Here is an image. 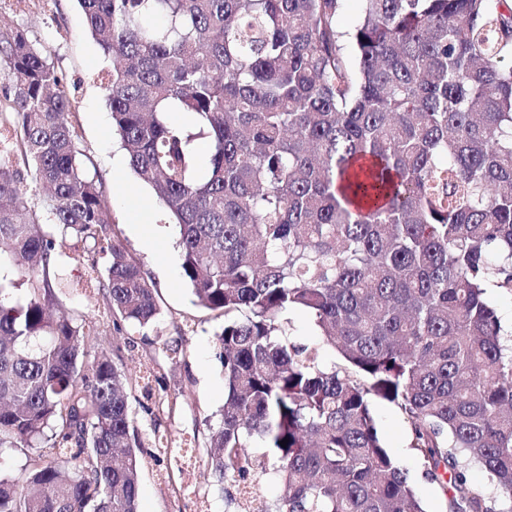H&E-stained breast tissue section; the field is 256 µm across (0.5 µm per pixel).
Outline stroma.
<instances>
[{"mask_svg":"<svg viewBox=\"0 0 512 512\" xmlns=\"http://www.w3.org/2000/svg\"><path fill=\"white\" fill-rule=\"evenodd\" d=\"M0 26L24 30L66 77L74 98L68 120L78 131L90 175L108 196L110 230L152 281L161 314L146 327L125 322L117 328L103 296L76 295L64 299L62 308L68 315L96 326L100 348L124 371L131 414L143 439H150L157 421L176 440L204 436L208 422L217 421L224 404V371L216 344L223 321L195 305L183 276L179 228L151 189L131 171L112 131L104 97L110 63L89 36L76 0H50L46 12L35 7L21 11L9 0H0ZM138 209L146 212L150 239L131 231V213ZM178 336L186 340L185 356L174 360L162 357L163 342ZM149 371L158 376L166 398L156 419L146 412L147 401L142 395L143 377ZM373 412L385 447L408 473L426 512H448L440 487L422 475L421 461L410 446L406 416L381 401L374 403ZM140 457L139 512H228L224 497L210 484L204 448H194L189 469L181 468L174 457L164 466L157 465L148 451H141Z\"/></svg>","mask_w":512,"mask_h":512,"instance_id":"1","label":"stroma"}]
</instances>
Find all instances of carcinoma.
Returning a JSON list of instances; mask_svg holds the SVG:
<instances>
[{
  "label": "carcinoma",
  "instance_id": "1",
  "mask_svg": "<svg viewBox=\"0 0 512 512\" xmlns=\"http://www.w3.org/2000/svg\"><path fill=\"white\" fill-rule=\"evenodd\" d=\"M77 2L128 164L180 227L197 304L224 317L206 447L234 512H425L375 400L407 416L448 512H512V331L488 298L512 293V0H358L349 28L345 0ZM71 106L44 50L1 30L0 122L24 169L0 162V247L31 293L0 296V456L29 450L23 475L0 469V512H138L124 374L94 326L51 310L97 291L145 327L160 307L107 230ZM59 233L105 266L59 275ZM290 309L337 362L288 337ZM272 469L282 495L261 500Z\"/></svg>",
  "mask_w": 512,
  "mask_h": 512
}]
</instances>
